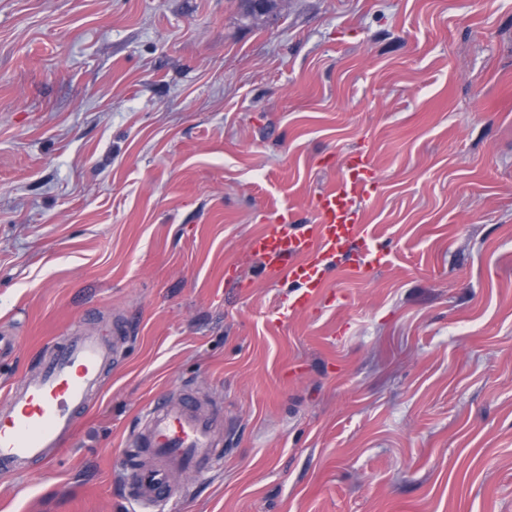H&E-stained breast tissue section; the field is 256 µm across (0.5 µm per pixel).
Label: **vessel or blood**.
I'll return each mask as SVG.
<instances>
[{
  "label": "vessel or blood",
  "mask_w": 512,
  "mask_h": 512,
  "mask_svg": "<svg viewBox=\"0 0 512 512\" xmlns=\"http://www.w3.org/2000/svg\"><path fill=\"white\" fill-rule=\"evenodd\" d=\"M373 184L368 151L349 153L342 175L313 198L314 223H289L283 212L251 239L247 257L261 262L266 280L297 286L281 307V318L313 306L337 260H345L354 276L388 261L389 250L379 244L358 206ZM115 354V346L90 328L76 330L60 349L43 352L36 371L23 375L0 403V477L20 474L27 465L57 455L91 395L101 393ZM223 429V414L202 410L189 392L153 404L133 439L138 460L126 476L129 502L149 512L171 496L174 474L216 459Z\"/></svg>",
  "instance_id": "obj_1"
}]
</instances>
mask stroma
Instances as JSON below:
<instances>
[{
	"label": "stroma",
	"mask_w": 512,
	"mask_h": 512,
	"mask_svg": "<svg viewBox=\"0 0 512 512\" xmlns=\"http://www.w3.org/2000/svg\"><path fill=\"white\" fill-rule=\"evenodd\" d=\"M0 0V387L78 324L117 360L16 512H124L118 456L179 389L224 458L164 512H512V0ZM368 146L392 249L306 313L277 211ZM113 338V337H112Z\"/></svg>",
	"instance_id": "1"
}]
</instances>
